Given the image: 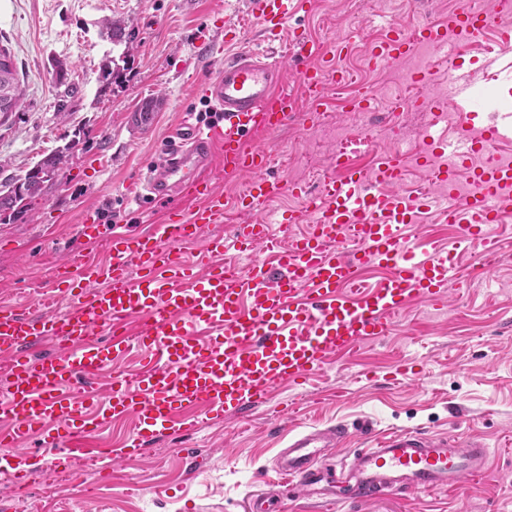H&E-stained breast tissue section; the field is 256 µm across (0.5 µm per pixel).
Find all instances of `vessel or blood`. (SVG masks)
Here are the masks:
<instances>
[{"instance_id":"1","label":"vessel or blood","mask_w":512,"mask_h":512,"mask_svg":"<svg viewBox=\"0 0 512 512\" xmlns=\"http://www.w3.org/2000/svg\"><path fill=\"white\" fill-rule=\"evenodd\" d=\"M308 7V0H250L249 17L270 36L284 33L288 39L272 58L241 51L226 59L205 86L223 123L177 129L162 158L133 188V196L172 201L167 219L148 231L106 240L97 224L85 221L81 237L88 246L105 245L106 262L75 258L53 268L49 287L34 300L39 314L0 305V370L8 374L0 391L1 477L26 483L33 457L27 441L39 440L62 460L86 434L115 419H133L129 444L99 455L103 473H111L141 458L152 437L193 431L263 403L279 384L307 385L332 355L386 335L411 301L442 307L448 287L463 280L452 253L426 251L415 231L421 209L435 198L399 191L407 152L382 155L368 170L329 176L312 196L270 175L271 154L252 146L253 136L276 133L302 108L318 106L328 86L342 79L334 58L319 45L284 30L290 16ZM492 25L491 13L463 5L449 25L426 22L409 33L392 29L371 47L370 58L385 64L421 45L453 56L457 47L449 30L473 36ZM289 58L305 64L295 95L285 87ZM471 94L468 75L458 65L428 107L443 112ZM511 132L512 125L493 121L477 139H428L436 184L459 175L478 147L489 150L484 166L468 177V202L454 213L460 245L490 244L500 213L512 208V160L493 152ZM215 167L245 176L237 205L255 218L236 225L228 237L206 239L203 226L223 223L227 209L222 188L205 176ZM285 192L304 204L283 216L289 236L281 243L270 237L263 208ZM185 198L194 200V208L179 207ZM295 224L306 225V232L291 233ZM195 242L199 253L185 259L182 246ZM258 248L269 260L252 259ZM367 266L388 275L379 284H363L359 275ZM199 325L206 326L207 340L197 337ZM104 331L111 336L106 345L98 340ZM46 337L59 341V353L32 357L30 346ZM134 342L153 349L156 362L133 379L113 373L109 389L96 388L97 371ZM346 437L341 425L296 436L279 455L281 481L339 506L370 503L384 494L460 491L486 472L491 455L478 437L403 430L353 451L342 467H334L327 457Z\"/></svg>"}]
</instances>
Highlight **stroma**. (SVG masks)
<instances>
[{"label":"stroma","instance_id":"1","mask_svg":"<svg viewBox=\"0 0 512 512\" xmlns=\"http://www.w3.org/2000/svg\"><path fill=\"white\" fill-rule=\"evenodd\" d=\"M457 0H379L366 12L362 0H310L309 10L288 19L325 52L340 51L344 68L361 73L364 88L393 89L405 76L407 58L368 62L373 41L391 27L412 29L426 19L445 22ZM248 0H0V45L9 49L23 94L20 112L0 124V182L24 176L41 158L81 131L63 173L47 183L29 210L0 222V303L34 312L33 299L49 269L84 251L78 226L86 214L103 234L120 225L130 231L154 223L164 202L131 200L129 185L145 177L164 142L186 118L202 125L222 119L205 96V83L237 49L265 50L270 42L256 21H243ZM134 31L123 80L100 95L99 77L111 60L104 20ZM241 23L233 41L226 25ZM473 88L485 102L467 111L490 122L512 112L502 83L512 63V43L486 55L464 56ZM68 68L76 86L56 85V65ZM320 119L288 124L268 137L272 172L289 184L319 189L336 171V133L352 130L343 91L329 86ZM147 101L149 123L135 112ZM66 115H59V103ZM466 274L445 307L411 303L387 334L355 353L331 358L310 386H277L266 403L204 426L196 433L167 432L149 440L143 458L116 467L111 478L80 470V484L60 483L52 458L34 448L35 465L25 489L0 479V512H250V491L273 494L283 512H323L320 504L278 483L276 456L293 434L343 425L347 450L368 448L376 436L414 429L461 438L477 435L491 447L486 475L461 492L386 496L346 505L344 512H512V264L478 273L474 252L458 254ZM413 359L417 379L395 377Z\"/></svg>","mask_w":512,"mask_h":512}]
</instances>
